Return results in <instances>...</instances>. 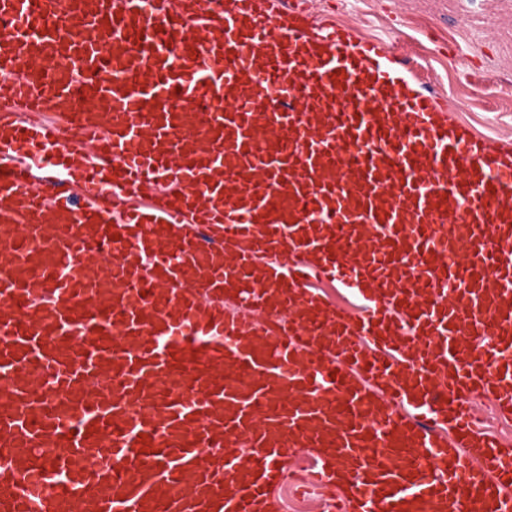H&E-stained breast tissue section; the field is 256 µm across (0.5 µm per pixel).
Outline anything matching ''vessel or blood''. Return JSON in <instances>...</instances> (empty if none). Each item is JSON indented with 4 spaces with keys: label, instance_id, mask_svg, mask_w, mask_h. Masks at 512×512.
<instances>
[{
    "label": "vessel or blood",
    "instance_id": "obj_1",
    "mask_svg": "<svg viewBox=\"0 0 512 512\" xmlns=\"http://www.w3.org/2000/svg\"><path fill=\"white\" fill-rule=\"evenodd\" d=\"M0 31V512H260L303 454L339 512H512L511 150L301 0Z\"/></svg>",
    "mask_w": 512,
    "mask_h": 512
}]
</instances>
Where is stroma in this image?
I'll list each match as a JSON object with an SVG mask.
<instances>
[{
	"label": "stroma",
	"mask_w": 512,
	"mask_h": 512,
	"mask_svg": "<svg viewBox=\"0 0 512 512\" xmlns=\"http://www.w3.org/2000/svg\"><path fill=\"white\" fill-rule=\"evenodd\" d=\"M317 25L381 34L423 87L497 146L512 147V0H306Z\"/></svg>",
	"instance_id": "1"
}]
</instances>
